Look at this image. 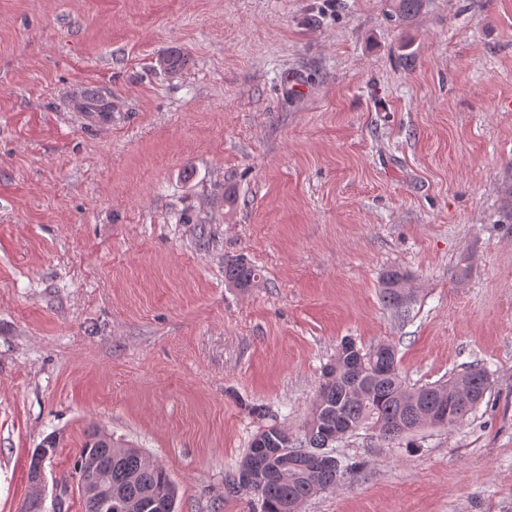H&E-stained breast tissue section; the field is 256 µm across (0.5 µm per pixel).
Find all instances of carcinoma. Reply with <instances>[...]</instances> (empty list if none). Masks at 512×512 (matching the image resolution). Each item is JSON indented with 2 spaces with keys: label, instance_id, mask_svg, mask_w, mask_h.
<instances>
[{
  "label": "carcinoma",
  "instance_id": "obj_1",
  "mask_svg": "<svg viewBox=\"0 0 512 512\" xmlns=\"http://www.w3.org/2000/svg\"><path fill=\"white\" fill-rule=\"evenodd\" d=\"M423 0H393L396 19L409 22L420 11ZM185 65L184 56L172 51L159 60V67L175 74ZM81 112H110V105L98 95L85 96L77 103ZM261 280L260 270L244 262L224 265V281L232 288L245 290ZM408 274L399 269L386 270L380 292L384 302L395 310L407 306L410 293ZM474 399L460 404L450 398L451 382L409 389L399 370L397 350L379 343L362 350L343 341L334 359L322 370V385L300 432L293 434L262 408L249 413L262 421L253 436L237 475L247 473L254 485L227 484L232 493L245 490L261 500V512H299L309 499L336 488L360 471V464L333 454L315 462L310 454L317 448H332L361 427L368 425L385 445L431 426L426 416L448 411V426L461 422L478 407L489 389L485 370L473 368L464 374ZM78 480L92 479L103 493H83L85 512H157L167 503L175 509L177 487L166 469L147 459L136 448H118L100 430L93 431L75 464ZM112 490V504L104 491Z\"/></svg>",
  "mask_w": 512,
  "mask_h": 512
}]
</instances>
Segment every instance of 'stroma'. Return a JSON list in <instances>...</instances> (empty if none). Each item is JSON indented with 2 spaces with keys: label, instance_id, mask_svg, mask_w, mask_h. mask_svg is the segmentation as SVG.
I'll list each match as a JSON object with an SVG mask.
<instances>
[{
  "label": "stroma",
  "instance_id": "35a3bbf8",
  "mask_svg": "<svg viewBox=\"0 0 512 512\" xmlns=\"http://www.w3.org/2000/svg\"><path fill=\"white\" fill-rule=\"evenodd\" d=\"M391 5L0 0V512L50 436L42 510L84 512L96 428L177 512H260L226 492L250 410L300 429L346 337L393 344L407 386L481 363L490 387L454 427L343 439L363 469L302 512H512V0ZM236 258L257 287L225 286ZM408 280V274L399 268H391L383 273L380 292L389 307L401 310L407 306L410 301V293L406 288Z\"/></svg>",
  "mask_w": 512,
  "mask_h": 512
}]
</instances>
